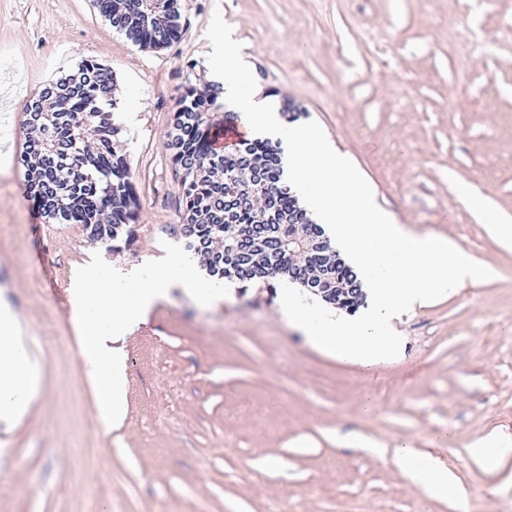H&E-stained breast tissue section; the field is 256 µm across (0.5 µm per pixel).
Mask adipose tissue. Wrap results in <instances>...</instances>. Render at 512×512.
I'll return each mask as SVG.
<instances>
[{
	"instance_id": "1",
	"label": "adipose tissue",
	"mask_w": 512,
	"mask_h": 512,
	"mask_svg": "<svg viewBox=\"0 0 512 512\" xmlns=\"http://www.w3.org/2000/svg\"><path fill=\"white\" fill-rule=\"evenodd\" d=\"M36 384L33 364L24 343V329L8 303L0 301V423L11 425L25 412ZM360 445L379 458L390 460L403 478L425 494L439 500H453L464 507L467 493L447 463L429 453L411 448L406 442L386 448L361 440ZM471 461L492 470L512 462V437L490 434L468 446Z\"/></svg>"
}]
</instances>
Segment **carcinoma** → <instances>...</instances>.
Here are the masks:
<instances>
[{
    "instance_id": "1",
    "label": "carcinoma",
    "mask_w": 512,
    "mask_h": 512,
    "mask_svg": "<svg viewBox=\"0 0 512 512\" xmlns=\"http://www.w3.org/2000/svg\"><path fill=\"white\" fill-rule=\"evenodd\" d=\"M92 2L112 28L144 49L161 50L180 34L181 14L169 7L174 0ZM113 86L110 67L86 60L77 75L45 86L29 103L27 154L36 163L25 173L24 190L49 218L81 224L90 238L117 249L136 238V193L126 157L112 147L120 128L100 107ZM216 100L188 87L168 144L187 248L203 254L218 278L268 288L277 271L355 312L364 299L361 284L282 182L278 151L267 141L231 154L209 146L207 116Z\"/></svg>"
}]
</instances>
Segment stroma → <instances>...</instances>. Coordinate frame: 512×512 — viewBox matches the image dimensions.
<instances>
[{
	"label": "stroma",
	"mask_w": 512,
	"mask_h": 512,
	"mask_svg": "<svg viewBox=\"0 0 512 512\" xmlns=\"http://www.w3.org/2000/svg\"><path fill=\"white\" fill-rule=\"evenodd\" d=\"M183 29L153 51L92 0H0V297L37 362L29 413L0 448V512H454L355 447L358 432L446 461L472 512H512V471L467 462L512 435V251L459 196L512 214V0H179ZM232 25L259 96L299 105L417 233L452 238L497 275L403 317L398 357L365 367L313 348L271 288L203 307L180 289L125 340L122 421L103 427L71 319L78 267L185 245L166 144L187 83L209 88L206 31ZM87 59L116 74L114 119L139 197L137 240L114 252L25 194L26 107Z\"/></svg>",
	"instance_id": "obj_1"
}]
</instances>
